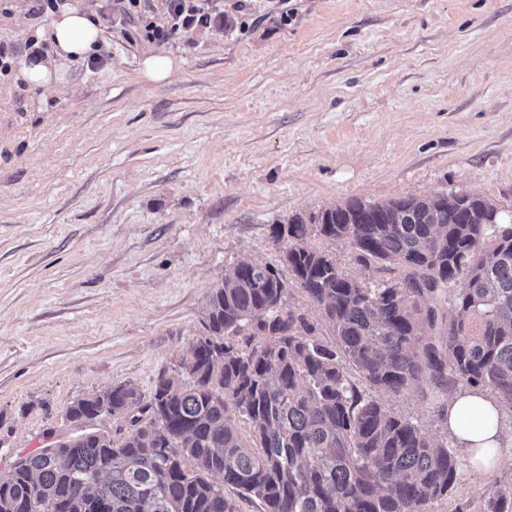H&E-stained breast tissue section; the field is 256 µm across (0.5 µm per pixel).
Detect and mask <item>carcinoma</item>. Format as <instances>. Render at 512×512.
<instances>
[{"instance_id":"1","label":"carcinoma","mask_w":512,"mask_h":512,"mask_svg":"<svg viewBox=\"0 0 512 512\" xmlns=\"http://www.w3.org/2000/svg\"><path fill=\"white\" fill-rule=\"evenodd\" d=\"M495 207L457 190L352 198L272 225L288 276L261 261L227 270L204 333L149 398L118 385L65 410L78 424L124 415L126 434L17 456L0 512H237L228 487L259 512H428L459 456L377 395L464 385L512 415V213L483 223ZM313 234L380 277L345 274ZM291 284L331 339L289 304ZM481 512H512V483L482 492Z\"/></svg>"}]
</instances>
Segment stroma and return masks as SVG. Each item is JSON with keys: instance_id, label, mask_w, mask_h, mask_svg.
Segmentation results:
<instances>
[{"instance_id": "1", "label": "stroma", "mask_w": 512, "mask_h": 512, "mask_svg": "<svg viewBox=\"0 0 512 512\" xmlns=\"http://www.w3.org/2000/svg\"><path fill=\"white\" fill-rule=\"evenodd\" d=\"M105 62L52 92L0 75V472L74 435L64 411L126 384L150 397L203 332L206 296L270 228L350 198L445 190L512 209V0H90ZM0 0L15 62L51 13ZM168 31L164 41L144 24ZM171 57L164 81L142 60ZM433 438L442 397L382 395ZM512 482L462 466L431 512Z\"/></svg>"}]
</instances>
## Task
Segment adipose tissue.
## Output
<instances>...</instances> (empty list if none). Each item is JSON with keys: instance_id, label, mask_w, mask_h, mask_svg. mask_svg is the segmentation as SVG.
<instances>
[{"instance_id": "adipose-tissue-1", "label": "adipose tissue", "mask_w": 512, "mask_h": 512, "mask_svg": "<svg viewBox=\"0 0 512 512\" xmlns=\"http://www.w3.org/2000/svg\"><path fill=\"white\" fill-rule=\"evenodd\" d=\"M34 39L36 44L48 45L49 50L28 56L18 76L28 84L46 89L67 85L72 63L102 53V32L87 0H66L46 26L36 28ZM475 410L488 416V424L463 426V416ZM501 418L497 404L477 389L455 393L446 405L444 427L456 444L465 449L475 475L492 470L504 451Z\"/></svg>"}]
</instances>
